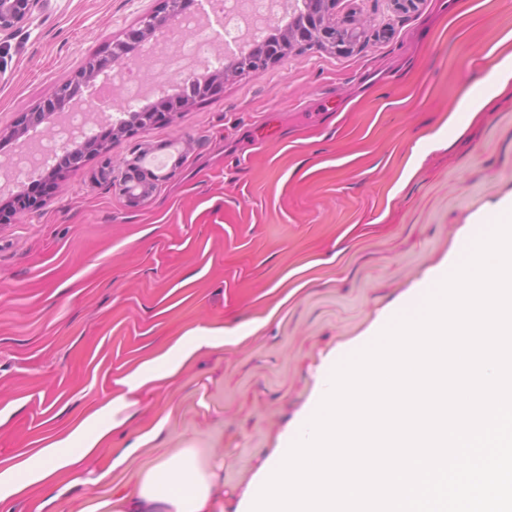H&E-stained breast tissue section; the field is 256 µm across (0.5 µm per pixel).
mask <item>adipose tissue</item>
I'll return each instance as SVG.
<instances>
[{"mask_svg":"<svg viewBox=\"0 0 512 512\" xmlns=\"http://www.w3.org/2000/svg\"><path fill=\"white\" fill-rule=\"evenodd\" d=\"M511 86L512 53H508L499 57L481 92H466L459 108L472 114L492 111L495 100ZM224 340L220 327L188 331L126 373L120 380L122 393L81 414L64 430L41 438L39 447L1 463L0 512H11L14 501L34 495L41 498L36 512H52L69 488L86 481L82 478L86 465L109 445L113 432L127 424L138 396L158 384L175 382L200 353L223 347ZM161 431V426H154L134 442L113 449L109 465L86 481L95 492L80 512H215L223 487L220 469L203 468L189 448L146 465L135 481L113 486V470L138 456Z\"/></svg>","mask_w":512,"mask_h":512,"instance_id":"adipose-tissue-1","label":"adipose tissue"}]
</instances>
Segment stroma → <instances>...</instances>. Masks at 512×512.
Segmentation results:
<instances>
[{"mask_svg":"<svg viewBox=\"0 0 512 512\" xmlns=\"http://www.w3.org/2000/svg\"><path fill=\"white\" fill-rule=\"evenodd\" d=\"M162 0H51L0 33V163L22 113L65 84L62 110L97 104L88 60L113 86L146 70L113 65V40ZM361 37L347 52L295 50L226 80L107 153L61 171L39 211L0 221V460L118 393L144 355L191 328L237 343L206 352L143 393L117 445L160 436L112 474L125 483L170 448L224 459V512L304 412L327 360L375 333L453 258L457 241L512 202V89L452 145L426 146L462 93L497 62L512 0H338ZM145 154L154 190L131 204L113 186ZM110 177H102L104 159Z\"/></svg>","mask_w":512,"mask_h":512,"instance_id":"35a3bbf8","label":"stroma"}]
</instances>
